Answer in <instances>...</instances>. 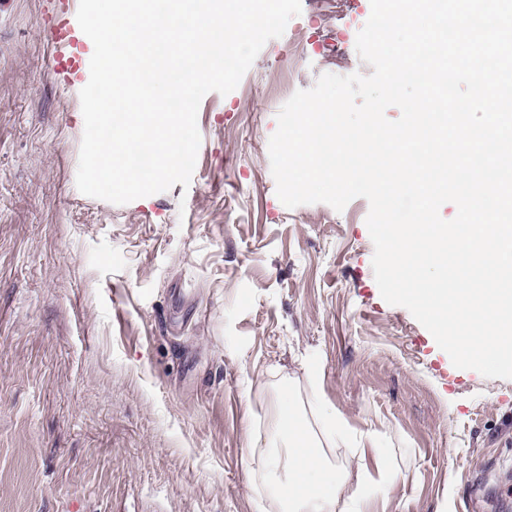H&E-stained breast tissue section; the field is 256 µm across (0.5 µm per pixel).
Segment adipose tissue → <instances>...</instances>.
<instances>
[{
    "mask_svg": "<svg viewBox=\"0 0 512 512\" xmlns=\"http://www.w3.org/2000/svg\"><path fill=\"white\" fill-rule=\"evenodd\" d=\"M320 421L319 433L304 425L295 399L280 393L273 406L270 424L286 442L285 454H272L261 446V433L250 429L248 437L254 449L251 456L256 469L273 473L285 469L288 478L275 481V492L286 512H336L345 504L346 512H371L376 489L405 481L406 476L379 451L376 432L353 431L344 419L313 409ZM352 441L355 453L346 468L327 463L323 446L336 441Z\"/></svg>",
    "mask_w": 512,
    "mask_h": 512,
    "instance_id": "obj_1",
    "label": "adipose tissue"
}]
</instances>
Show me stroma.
I'll return each instance as SVG.
<instances>
[{
  "label": "stroma",
  "instance_id": "obj_1",
  "mask_svg": "<svg viewBox=\"0 0 512 512\" xmlns=\"http://www.w3.org/2000/svg\"><path fill=\"white\" fill-rule=\"evenodd\" d=\"M229 94L208 93L189 187L80 193V76L48 33L79 0H0V512H281L246 421L290 387L372 429L406 481L386 512H512V380L456 368L374 278L358 197L287 208L268 143L280 76L372 74L370 0H301Z\"/></svg>",
  "mask_w": 512,
  "mask_h": 512
}]
</instances>
